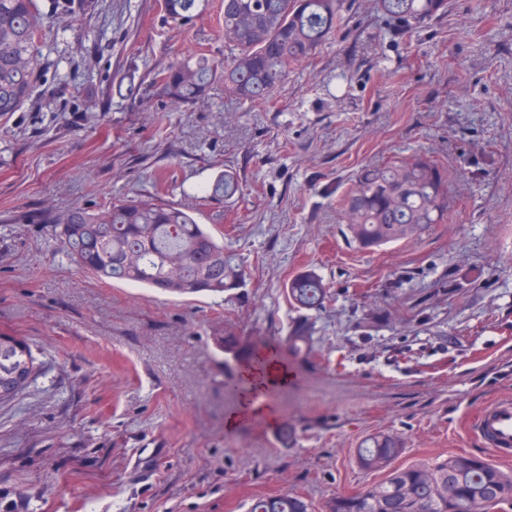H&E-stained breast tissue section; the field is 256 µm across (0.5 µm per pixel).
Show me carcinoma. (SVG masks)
<instances>
[{"label":"carcinoma","instance_id":"obj_1","mask_svg":"<svg viewBox=\"0 0 512 512\" xmlns=\"http://www.w3.org/2000/svg\"><path fill=\"white\" fill-rule=\"evenodd\" d=\"M201 0H162L168 19L187 24ZM342 0H224V39L231 56L221 66L199 53L153 72V83L176 104L203 96L217 81L252 103H264L279 89L289 68L313 55L334 31ZM387 21L386 34L408 38L437 17L447 0H376ZM45 14L37 0H0V115L20 112L31 101L40 73ZM237 178L223 172L200 188L202 198L219 203L241 193ZM448 212V183L438 164L420 154L363 170L345 198L343 213L351 242L361 250L410 239ZM43 223L56 233L69 259L102 281L146 284L175 296L222 294L245 282V266L224 252V233L199 224L185 210L158 197L105 201L93 209L76 206L47 210ZM288 302L298 310L325 307L328 287L304 270L285 284ZM288 356L310 360L316 354L312 325L304 319L285 338ZM236 358L251 355L246 341L224 333ZM37 365L30 349L12 336H0V401L16 397ZM402 453L401 440L378 433L358 448V464L388 470L379 484L338 493L325 512H482L481 504L512 506V476L474 456L455 455L435 465L390 468ZM299 497L255 501L249 512H308Z\"/></svg>","mask_w":512,"mask_h":512}]
</instances>
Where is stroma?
Wrapping results in <instances>:
<instances>
[{"instance_id":"35a3bbf8","label":"stroma","mask_w":512,"mask_h":512,"mask_svg":"<svg viewBox=\"0 0 512 512\" xmlns=\"http://www.w3.org/2000/svg\"><path fill=\"white\" fill-rule=\"evenodd\" d=\"M75 2L42 34L30 104L0 116V334L37 364L0 402V512H247L288 493L324 512L383 480L357 462L379 432L402 438L399 467L488 459L469 423L512 395V0H448L396 41L374 0H345L269 102L218 84L181 106L150 72L227 59L224 0L181 27L161 0ZM416 151L447 172L445 223L359 250L342 195ZM224 171L243 186L224 249L247 279L221 297L98 280L39 221L156 195L209 224L199 189ZM306 269L329 288L307 316L284 291ZM305 316L311 363L284 344ZM228 331L287 372L271 414L226 394L248 367L227 362Z\"/></svg>"}]
</instances>
